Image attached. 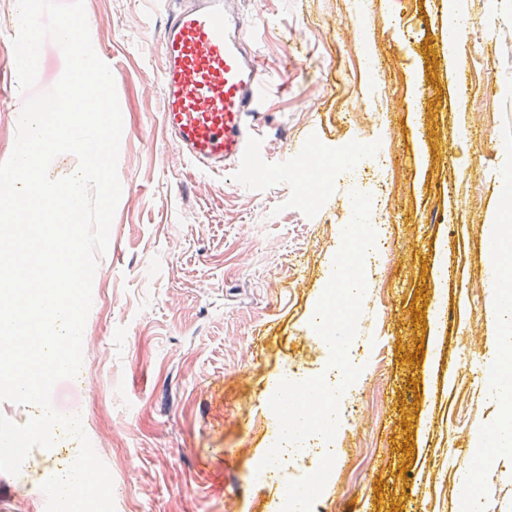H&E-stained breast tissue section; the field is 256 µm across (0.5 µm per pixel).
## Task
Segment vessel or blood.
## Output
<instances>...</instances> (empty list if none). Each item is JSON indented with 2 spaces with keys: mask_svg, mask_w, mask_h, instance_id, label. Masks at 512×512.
<instances>
[{
  "mask_svg": "<svg viewBox=\"0 0 512 512\" xmlns=\"http://www.w3.org/2000/svg\"><path fill=\"white\" fill-rule=\"evenodd\" d=\"M232 0H163V137L196 169L246 171L272 86L254 49L259 18Z\"/></svg>",
  "mask_w": 512,
  "mask_h": 512,
  "instance_id": "obj_1",
  "label": "vessel or blood"
}]
</instances>
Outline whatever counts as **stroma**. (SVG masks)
<instances>
[{
  "label": "stroma",
  "instance_id": "obj_1",
  "mask_svg": "<svg viewBox=\"0 0 512 512\" xmlns=\"http://www.w3.org/2000/svg\"><path fill=\"white\" fill-rule=\"evenodd\" d=\"M461 2L488 36L464 37L450 58L442 0H369L360 16L349 0H240L267 20L254 44L275 85L259 158L229 180L158 139L155 0H84L93 48L119 71L122 192L93 280L90 347L51 399L102 450L116 512H275L279 484L251 478L275 438L270 383L292 366L310 378L327 370L329 346L310 322L353 215L340 164L377 139L391 146V194L370 221L390 235L357 322L369 367L311 512H459L455 464L501 415L476 372L495 348L512 352L485 318L495 271L478 232L512 197V184L485 177L512 145V0ZM18 27L17 0H0V162L23 98ZM305 142L332 167L331 191L287 175L290 146ZM77 454L61 431L18 475L0 472V512H45L42 483ZM478 493L483 512H512V449Z\"/></svg>",
  "mask_w": 512,
  "mask_h": 512
}]
</instances>
